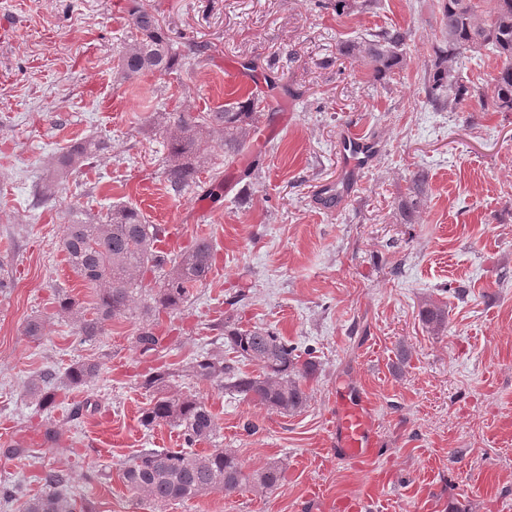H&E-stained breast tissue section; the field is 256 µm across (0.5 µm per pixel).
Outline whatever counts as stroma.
<instances>
[{
    "label": "stroma",
    "instance_id": "35a3bbf8",
    "mask_svg": "<svg viewBox=\"0 0 512 512\" xmlns=\"http://www.w3.org/2000/svg\"><path fill=\"white\" fill-rule=\"evenodd\" d=\"M126 2L0 0V268L13 281L0 290V484L34 497L46 471L62 470L67 492L94 512H335L337 500L366 493L372 512H512V112L426 105L436 0H381L347 15L333 0H142L173 42L199 51L177 72L132 80L116 71ZM391 27L410 33L407 64L379 84L341 48ZM248 61L247 83L226 81L225 63ZM252 92L268 102L254 146L225 166L209 139L213 167L170 194L163 113ZM282 112L287 123L267 134ZM351 130L376 149L353 193L328 209L313 190L342 176L338 144ZM86 137L108 152L35 204L48 157ZM116 204L166 227L171 252L198 238L214 247L208 280L161 314L162 341L148 353L135 341L138 312L86 341L59 307L67 295L96 300L59 247L70 210L102 216ZM428 301L447 312L445 332L424 323ZM33 317L45 324L38 338L25 332ZM228 322L315 349L303 409L281 414L186 375L198 354L223 350ZM78 361L99 363L94 383L47 409L28 397L32 377ZM159 367L173 374L169 393L217 415L211 447L235 452L248 472L281 467L275 488L157 507L125 486L139 451L184 446L178 429L139 422L155 396L142 381ZM342 392L372 404L383 443L373 467L332 445ZM102 427L112 445L92 447Z\"/></svg>",
    "mask_w": 512,
    "mask_h": 512
}]
</instances>
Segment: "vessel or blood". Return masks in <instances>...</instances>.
<instances>
[{
  "label": "vessel or blood",
  "mask_w": 512,
  "mask_h": 512,
  "mask_svg": "<svg viewBox=\"0 0 512 512\" xmlns=\"http://www.w3.org/2000/svg\"><path fill=\"white\" fill-rule=\"evenodd\" d=\"M373 150L371 140L355 133L346 136L340 143V152L353 169L365 167ZM339 408L335 430L337 453L359 466L372 465L379 457L380 442L366 404L344 401Z\"/></svg>",
  "instance_id": "vessel-or-blood-1"
}]
</instances>
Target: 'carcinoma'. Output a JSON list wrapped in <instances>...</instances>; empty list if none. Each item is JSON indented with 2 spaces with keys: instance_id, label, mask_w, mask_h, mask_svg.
<instances>
[{
  "instance_id": "carcinoma-1",
  "label": "carcinoma",
  "mask_w": 512,
  "mask_h": 512,
  "mask_svg": "<svg viewBox=\"0 0 512 512\" xmlns=\"http://www.w3.org/2000/svg\"><path fill=\"white\" fill-rule=\"evenodd\" d=\"M486 2L491 7L482 16L475 0H438L440 36L432 46L433 59L424 83L426 103L436 111H461L472 101L483 102L482 88L463 79L460 71L473 55L487 52L503 60L491 77L493 104L499 112H512V0ZM127 14L134 33L120 51L117 73L122 78L172 73L182 58L195 50L190 44L184 50L176 47L141 0H129ZM407 40V32L385 29L345 45L343 52L367 60L371 77L381 81L403 68ZM259 116V100L254 96L207 112L183 109L168 113L165 174L170 189L179 194L196 183L207 163L201 143L208 137L218 136L226 159L249 150ZM108 148L105 140L88 138L72 143L53 160L58 173L66 176ZM161 233L159 225L147 223L130 205H115L103 218L72 212L59 245L73 271L96 289L97 296L90 317L74 299L65 296L60 301V310L73 319L78 335L92 340L104 334L112 318L131 310L148 271H164L160 286L150 289V301L142 306L141 313L148 316L179 308L207 281L214 262L212 243L201 238L187 250L162 253L156 250ZM423 318L436 332L448 328L445 310L432 301L425 304ZM136 343L145 351L158 346L159 338L150 324L139 329ZM224 346L235 358L225 359L222 351L207 352L191 362V375L282 414L306 405L305 383L318 370L314 349L300 352L284 337L259 326L224 331ZM241 362L257 365L259 373L241 371ZM97 374L94 363L77 362L63 372L46 370L31 379L29 393L43 405L52 404L56 393L90 382ZM140 421L147 429L161 424L178 429L186 445L180 451L144 449L124 468L125 485L154 504L186 501L215 490L230 494L247 485L270 490L282 478L275 463L247 473L230 450H193L219 430L216 415L198 399L161 394L143 410ZM69 480L63 471L47 472L44 482L48 491L25 501L23 512H85L66 492Z\"/></svg>"
}]
</instances>
